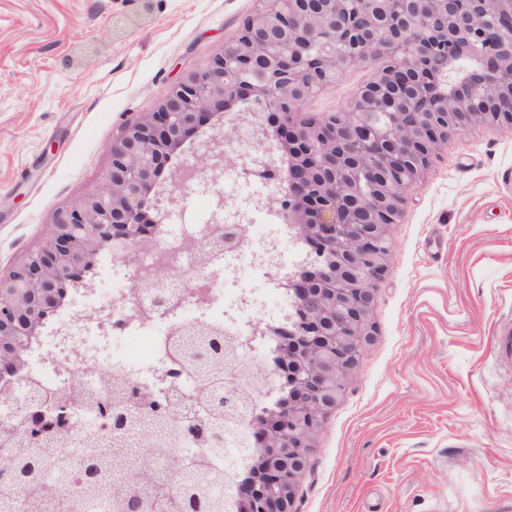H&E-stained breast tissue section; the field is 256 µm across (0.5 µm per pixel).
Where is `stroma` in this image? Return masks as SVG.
I'll list each match as a JSON object with an SVG mask.
<instances>
[{"mask_svg": "<svg viewBox=\"0 0 512 512\" xmlns=\"http://www.w3.org/2000/svg\"><path fill=\"white\" fill-rule=\"evenodd\" d=\"M257 0H0V273L96 189L113 135L157 111ZM383 63L304 106L342 111ZM375 336L312 441L291 512H512V130L439 145L414 183Z\"/></svg>", "mask_w": 512, "mask_h": 512, "instance_id": "stroma-1", "label": "stroma"}]
</instances>
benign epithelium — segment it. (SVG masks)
<instances>
[{
    "label": "benign epithelium",
    "instance_id": "benign-epithelium-1",
    "mask_svg": "<svg viewBox=\"0 0 512 512\" xmlns=\"http://www.w3.org/2000/svg\"><path fill=\"white\" fill-rule=\"evenodd\" d=\"M260 0L237 38L224 44L165 96L158 111L127 123L112 139L111 165L100 186L61 211L38 246L0 274V375L13 370L42 313L65 303L68 288L106 250L127 264L145 246H164L160 225L190 191L214 196L210 238L194 243L219 256L235 247L222 225L243 224L255 199L224 205L230 167L265 181L284 202L287 224L300 226L313 252L331 265L296 274L300 334L288 330L281 351L292 395L257 430L266 460L261 482H241L244 512H290L284 486L306 467L307 424L317 429L336 405L348 376L374 340L371 311L388 270L386 228L408 204L407 188L430 168L437 146L479 123L512 129V0ZM470 72L448 81L427 67L428 51ZM384 60L345 109L324 120L303 115L305 102L349 65ZM166 188V212L147 201ZM363 273V280L355 278ZM207 300L193 280L167 267L155 287ZM40 417L55 405L26 393Z\"/></svg>",
    "mask_w": 512,
    "mask_h": 512
}]
</instances>
